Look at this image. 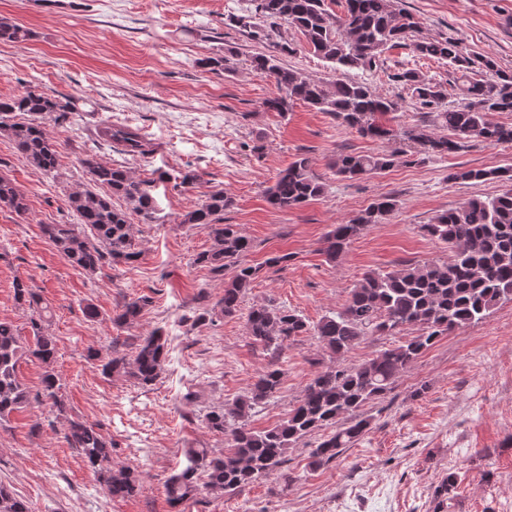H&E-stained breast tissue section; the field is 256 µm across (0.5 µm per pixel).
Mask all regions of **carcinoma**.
Segmentation results:
<instances>
[{
    "label": "carcinoma",
    "instance_id": "cac0c4a2",
    "mask_svg": "<svg viewBox=\"0 0 512 512\" xmlns=\"http://www.w3.org/2000/svg\"><path fill=\"white\" fill-rule=\"evenodd\" d=\"M252 13L269 20L266 29L231 15L228 25L252 40L266 41L269 52L251 59L254 70L266 75L276 92L262 102L269 112L284 114L297 101L330 115L362 136L389 140L397 137L420 145L428 153L448 155L464 144L479 140L496 146L512 143V126L494 123L495 112H512V71L496 68L488 56L467 53L453 39H417L420 23L406 9H395L391 0H344L341 14L326 8L325 0H251ZM298 31L317 56L337 68L371 67L389 47L411 44L418 55L446 60L462 77L478 66L494 72L490 80H468L462 86L461 103L446 106L442 86L406 69L390 75V80L409 90L416 103L432 110L444 135L428 134L419 127L399 130L375 121V115L394 112L397 103L380 95L364 82L338 80L327 84L288 68L280 55L288 46L278 41L281 26ZM30 30L7 17H0V40L23 42ZM86 110L61 93L48 94L36 88L0 101V135L34 167L52 177L58 176L59 147L46 123L61 127L83 120ZM97 137L119 152L147 158L155 143L131 126L103 124ZM401 161L391 153H340L331 163L335 174L346 179L361 178L385 171ZM81 163L88 175L83 188L69 195V206L76 212L77 224H42L43 236L71 265L87 274L106 267L130 264L139 256L134 225L126 212L114 208L112 198L123 199L146 223L155 219L153 180L137 177L129 168L87 155ZM461 181L500 179L512 181L509 168L461 169L452 174ZM325 183L313 173L309 158L299 156L280 170L266 190L274 208L288 210L321 196ZM234 198L222 190L210 193L197 208L183 215L181 223L207 232L210 249L196 262L216 275L232 267L234 275L224 282V295L212 309L205 308L194 322L229 317L239 311L242 297L251 288L259 271L244 263L252 249L251 240L235 224L224 223V211L233 208ZM0 208L22 217L29 211L26 195L8 177L0 175ZM396 201L380 197L344 224H334L327 232L324 254L330 261L340 257L369 225L378 224L394 211ZM421 229L448 245L450 257L443 263L422 266L399 264L388 272H368L352 288L343 307L312 326L292 310L261 304L246 316L247 335L270 355L267 366L247 394L228 407L218 406L204 414L203 423L212 432L230 437L226 452L190 448L187 463L167 481L169 504L177 507L201 490L233 493L254 481L278 473L286 463L288 450L303 437L330 430L311 452L310 466L320 468L335 460L343 449L352 447L370 428L371 418L361 408L391 391L397 378L427 350L437 338L477 322L502 302H512V189L491 198H472L460 206L435 216ZM14 298L29 311L30 338L19 335L10 321L0 320V423L24 410L32 401L49 405L54 418L64 426V438L79 451L84 464L100 486L113 498L135 495L140 487L138 471L112 460V440L96 423L70 414L60 374L55 369L57 340L50 331L52 310L40 292L18 280ZM150 298L141 296L117 306L113 323L119 328L135 326ZM420 334L406 336L352 367L328 365L318 371L304 389L288 417L275 426L254 431L249 418L260 411L279 390L285 375L280 357L288 342L309 333L316 336L332 359L349 352L373 336H396L411 327ZM87 357L100 362L108 377H123L139 385L153 384L169 361L165 332L156 329L139 339L131 357L114 347L106 351L87 349ZM35 358L41 364V391L33 394L19 380L22 360ZM457 476L450 472L438 490L435 512L448 507V491L455 488ZM0 512H29L26 503L0 484Z\"/></svg>",
    "mask_w": 512,
    "mask_h": 512
}]
</instances>
